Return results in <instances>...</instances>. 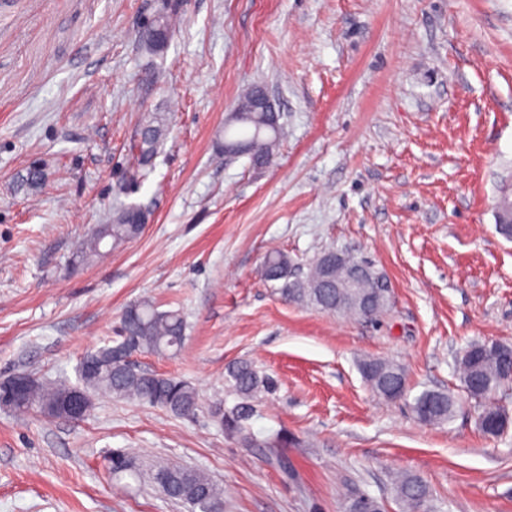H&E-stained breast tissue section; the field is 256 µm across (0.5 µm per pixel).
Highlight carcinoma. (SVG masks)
Listing matches in <instances>:
<instances>
[{"label":"carcinoma","mask_w":512,"mask_h":512,"mask_svg":"<svg viewBox=\"0 0 512 512\" xmlns=\"http://www.w3.org/2000/svg\"><path fill=\"white\" fill-rule=\"evenodd\" d=\"M176 13L166 12L154 17L137 32L138 41L145 51L157 56L168 47L170 30ZM269 113L233 112L224 123V142L245 148L255 167L267 163L283 135L281 125L269 126ZM167 134L165 119L149 116L144 119L138 133L141 165L151 163ZM145 214L136 205L118 208L112 223L99 226L97 234L81 244L78 258L84 260L101 253L102 244L115 248L141 235ZM320 259L310 263L307 272H300L288 254L274 250L263 262L265 278L281 283L279 292L287 302L334 313L336 289L325 288L320 278ZM338 312L355 318H364L356 306ZM186 321L175 310L161 311L149 298L129 304L122 316V340L115 346L105 344L89 351L103 367L97 372L77 373L78 384L90 394H105L117 399H133L160 408L180 418H193L202 409L199 393L190 382L152 371L130 368L118 360L115 352L126 349L129 353L149 352L171 355L181 348L185 339ZM459 379L468 398L478 410L482 432L491 439L503 434L509 419V410L496 403L497 393L512 385V345L501 342H471L457 357ZM360 371L371 391L379 398L390 395L401 398L407 389L405 368L394 361L365 359ZM227 377L239 402L227 407L215 402L209 413L224 428V432L246 447H273L282 443L279 435L259 441L252 432L250 421L255 415V402L261 394L272 389L269 377L260 374L252 364L238 362L228 367ZM71 389V385H50L38 378L30 381L24 401L15 410L48 415L57 402ZM454 397L444 390H424L414 398L412 410L425 423H444L455 411ZM156 489L171 499L177 497L196 512H219L223 509V494L204 473L180 466L158 468L152 473ZM402 512H434L432 493L416 475L404 473L394 482ZM344 512H384L383 504L365 493H349L343 501Z\"/></svg>","instance_id":"1"}]
</instances>
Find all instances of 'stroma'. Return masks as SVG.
<instances>
[{
	"instance_id": "stroma-1",
	"label": "stroma",
	"mask_w": 512,
	"mask_h": 512,
	"mask_svg": "<svg viewBox=\"0 0 512 512\" xmlns=\"http://www.w3.org/2000/svg\"><path fill=\"white\" fill-rule=\"evenodd\" d=\"M172 8L151 56L136 32ZM256 84L286 130L262 169L224 156V121ZM152 113L168 133L144 168L132 146ZM510 192L512 0H0V379L76 383L147 297L182 312L186 339L136 363L204 405L179 418L98 397L80 422L0 410V512H191L147 479L168 464L204 471L224 512H339L349 488L402 512L401 472L439 512H512V430L483 435L455 366L470 342L512 344L496 209ZM131 204L140 237L76 261ZM330 247L387 275L385 317L286 302L262 275L269 251L304 267ZM366 358L403 365L408 398L375 396ZM239 361L275 380L251 425L283 445L243 446L208 413L235 404ZM426 389L455 396L450 421L416 418ZM114 450L137 478L109 472Z\"/></svg>"
}]
</instances>
